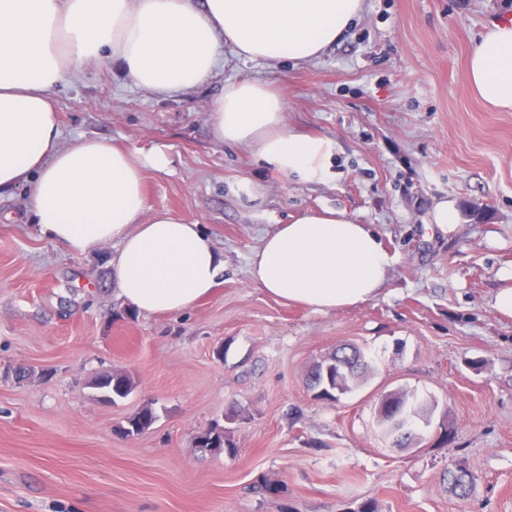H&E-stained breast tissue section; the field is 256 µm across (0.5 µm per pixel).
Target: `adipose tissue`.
<instances>
[{
    "label": "adipose tissue",
    "mask_w": 512,
    "mask_h": 512,
    "mask_svg": "<svg viewBox=\"0 0 512 512\" xmlns=\"http://www.w3.org/2000/svg\"><path fill=\"white\" fill-rule=\"evenodd\" d=\"M364 8L365 0H0V191L27 186L34 223L70 252L115 243L111 279L137 313L185 311L212 294L224 258L200 225L148 211L143 170L164 167L165 155L141 158L95 137L63 146L55 88L110 61L141 90H190L214 75L225 44L266 64L313 60ZM467 78L486 106L512 112V25L473 43ZM212 119L217 140L286 176L333 175V141L290 129L269 84L225 85ZM391 265L371 225L321 209L268 233L250 273L283 302L331 313L375 297Z\"/></svg>",
    "instance_id": "obj_1"
}]
</instances>
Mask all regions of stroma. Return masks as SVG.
Here are the masks:
<instances>
[{"label": "stroma", "instance_id": "35a3bbf8", "mask_svg": "<svg viewBox=\"0 0 512 512\" xmlns=\"http://www.w3.org/2000/svg\"><path fill=\"white\" fill-rule=\"evenodd\" d=\"M506 17L512 0H366L309 62L224 46L210 81L173 95L110 64L61 85L62 145L93 136L165 154L166 169L144 170L148 207L211 234L224 270L183 312L123 316L116 245L71 253L32 224L25 187L0 192V512H512V318L493 307L512 268V112L466 78L471 45ZM243 80L272 84L295 131L336 141L331 180L288 178L217 140L214 101ZM444 200L461 212L450 234L432 222ZM322 207L373 225L394 259L375 298L328 314L277 301L249 266L267 233ZM347 345L375 372L314 399L308 370ZM107 371L135 382L115 405L90 387ZM400 389L435 403L405 448L377 424L379 399ZM148 405L149 430L115 432ZM233 410L236 456L196 448ZM456 461L476 478L464 498L444 477Z\"/></svg>", "mask_w": 512, "mask_h": 512}]
</instances>
